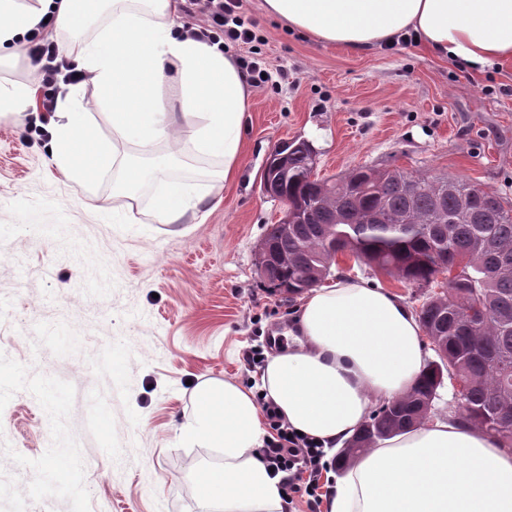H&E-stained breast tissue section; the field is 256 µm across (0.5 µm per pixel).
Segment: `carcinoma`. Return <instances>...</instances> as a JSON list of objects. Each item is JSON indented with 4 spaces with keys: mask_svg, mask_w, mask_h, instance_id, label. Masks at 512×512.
Masks as SVG:
<instances>
[{
    "mask_svg": "<svg viewBox=\"0 0 512 512\" xmlns=\"http://www.w3.org/2000/svg\"><path fill=\"white\" fill-rule=\"evenodd\" d=\"M311 148L288 146V169L278 191L296 207L288 227L269 224L259 252L264 283L297 295L320 285L335 256L351 244L356 258L404 282L430 288L439 270L433 251L446 250L456 269L451 292L428 293L419 319L433 342L448 343V371L468 383L458 419L512 447V206L495 193L455 176L427 184L418 174L359 168L329 184L311 177ZM423 187L408 191L406 182ZM443 386V370L431 365L412 389L375 410L348 442L346 464L377 440L414 428L428 401Z\"/></svg>",
    "mask_w": 512,
    "mask_h": 512,
    "instance_id": "carcinoma-1",
    "label": "carcinoma"
}]
</instances>
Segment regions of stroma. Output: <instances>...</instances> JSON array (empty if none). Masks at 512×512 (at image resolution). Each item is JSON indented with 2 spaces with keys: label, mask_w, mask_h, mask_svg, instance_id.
Segmentation results:
<instances>
[{
  "label": "stroma",
  "mask_w": 512,
  "mask_h": 512,
  "mask_svg": "<svg viewBox=\"0 0 512 512\" xmlns=\"http://www.w3.org/2000/svg\"><path fill=\"white\" fill-rule=\"evenodd\" d=\"M241 12L271 78L251 90L237 176L188 224L155 223L142 195L128 226L102 214L127 159L201 168L183 151L190 126L131 140L86 83L83 110L106 152H80L94 175L78 183L49 165L51 133L29 113L0 117V374L24 377L0 391V491L31 489L25 512H204L208 451L180 437L195 386L254 387L245 351L289 326L297 305L257 271V246L284 211L259 187L278 142L312 143L319 179L396 168L462 177L512 201V63L472 73L415 42L357 54L289 30L262 0H243ZM330 275L386 288L415 311L425 299L347 254ZM62 323L78 331L73 349L56 333Z\"/></svg>",
  "instance_id": "obj_1"
}]
</instances>
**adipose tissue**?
<instances>
[{
    "instance_id": "adipose-tissue-1",
    "label": "adipose tissue",
    "mask_w": 512,
    "mask_h": 512,
    "mask_svg": "<svg viewBox=\"0 0 512 512\" xmlns=\"http://www.w3.org/2000/svg\"><path fill=\"white\" fill-rule=\"evenodd\" d=\"M107 17L101 45L71 60L112 92L117 124L133 140L168 138L176 119L193 133L190 154L205 169L172 178L167 161L126 163L112 173L113 197L151 190L159 223H179L207 202V184L232 177L241 158L248 76L218 46L176 25L172 0H94ZM84 0H38L19 9L0 0V51L10 50L46 14L56 29L89 25ZM266 13L313 39L364 53L404 32L435 56L475 71L512 59V0H264ZM178 87L175 101L155 99V86ZM71 87L57 104L51 164L80 181L89 173L77 141L96 145ZM294 346L270 355L258 391L227 381L197 386L199 407L187 416L185 440L208 448L220 467L202 471L215 512H282V475L266 466L267 431L257 395L273 403L295 431L337 448L365 421L375 400L406 393L427 365L421 327L402 299L381 287L337 279L301 300ZM328 512H512V448L456 420L379 440L335 477Z\"/></svg>"
}]
</instances>
